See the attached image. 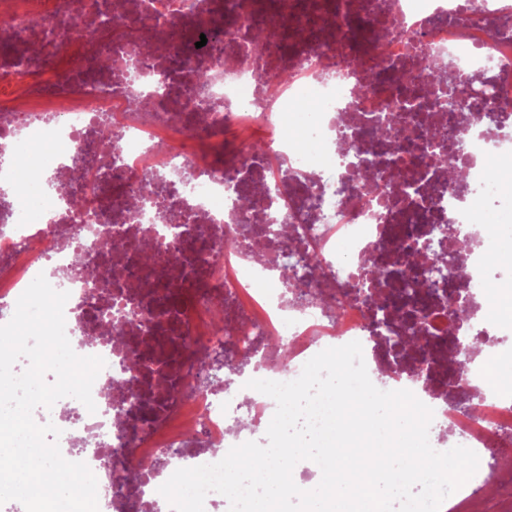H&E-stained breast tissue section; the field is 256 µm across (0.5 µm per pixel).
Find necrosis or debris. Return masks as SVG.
<instances>
[{"label": "necrosis or debris", "mask_w": 512, "mask_h": 512, "mask_svg": "<svg viewBox=\"0 0 512 512\" xmlns=\"http://www.w3.org/2000/svg\"><path fill=\"white\" fill-rule=\"evenodd\" d=\"M80 2L74 12L70 0H0L14 24L0 49V152L41 145L42 171L66 184H29L34 199H56L45 226L16 197L0 214V324L45 275L69 294L75 353L105 360L95 411L71 397L37 410L60 429L63 457L96 476L99 512L123 508L112 489L119 457L147 473L135 500L172 512L158 489L176 469L218 462L269 426L271 399L247 381L295 380L314 355L354 340L369 375L433 410L435 450L453 443L478 455L474 479L492 489L481 508L497 512L512 488L494 459L512 447V393L488 387L484 368L512 355V318H488L512 300V260L492 251L512 221V0H277L272 25L266 0ZM131 17L149 18L160 51L138 48ZM94 54L112 69L87 70ZM439 69L490 88L501 123L442 108ZM301 90L312 111H294ZM441 153L462 178L436 166ZM398 170L406 182L396 186ZM340 178L351 186L342 198ZM143 182L154 192L140 193ZM436 224L464 231L463 273L448 293L466 299V323L428 297L424 326L479 341L452 373L446 354L428 356L423 373L414 350L381 345L370 329L377 306L344 293L380 268L389 276L378 292L397 297L406 263L427 269L434 258L406 253L395 230L420 243ZM281 232L316 258L299 279L280 274L271 236ZM318 290L336 295L338 313L312 301ZM228 341L236 355L225 380L198 351Z\"/></svg>", "instance_id": "4bbe7bcc"}]
</instances>
